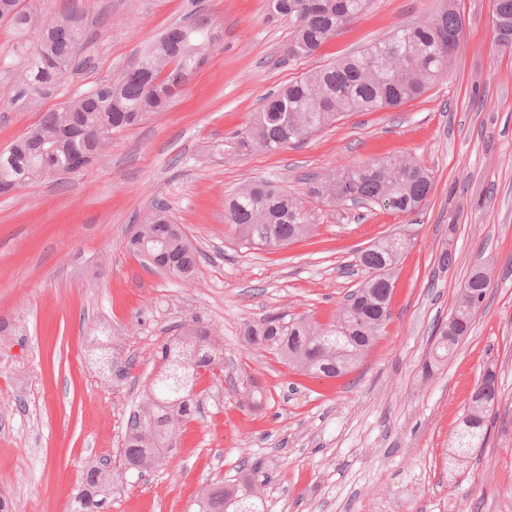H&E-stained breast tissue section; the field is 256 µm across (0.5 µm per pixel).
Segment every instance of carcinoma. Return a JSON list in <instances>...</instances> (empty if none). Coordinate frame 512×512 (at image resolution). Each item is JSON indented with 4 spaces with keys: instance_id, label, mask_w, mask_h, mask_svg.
<instances>
[{
    "instance_id": "cac0c4a2",
    "label": "carcinoma",
    "mask_w": 512,
    "mask_h": 512,
    "mask_svg": "<svg viewBox=\"0 0 512 512\" xmlns=\"http://www.w3.org/2000/svg\"><path fill=\"white\" fill-rule=\"evenodd\" d=\"M269 15L293 22L288 55L316 54L338 30L371 7L374 0H267ZM496 45L512 51V0H494ZM17 34H33L23 43L11 75L17 96L32 99L49 94L85 48L82 17H58L32 11L22 0H0V24ZM462 39L454 8L443 6L410 26H400L357 54L312 69L280 87L264 101L246 129L237 136L238 150L274 153L300 143L332 125L347 112L397 108L415 100L447 75ZM217 34L201 12L190 22L168 28L133 66L94 89L70 98L43 114L39 123L0 153V194L81 169L87 157L102 160L112 134L136 126L166 111L178 96L186 75L212 54ZM376 58L370 66L368 59ZM433 188L429 172L413 159L397 156L363 162L340 173L309 179L307 195L327 204L356 202L401 214L417 211ZM225 221L243 240L281 247L309 237L320 215L306 202L270 181L247 183L224 203ZM129 248L150 265L183 283L195 278L199 252L174 223L168 207L155 202L144 212L129 239ZM406 248L397 237L381 239L361 251L367 278L340 306L336 317L321 324L306 315L278 312L244 331L246 340L280 357L288 366L314 378H336L351 371L383 336L389 323L394 290L393 269ZM490 289V278L476 268L460 288L448 321L437 327L428 372L448 360L468 335L476 311ZM224 350L223 332L190 313L179 332L161 351L163 368L139 396L124 436V467L107 469L102 461L89 464L86 483L72 512H97L100 498L135 470L143 476L158 470L175 434L197 408L194 394L198 370L209 369L214 354ZM498 401L497 376L487 367L472 392L467 414L448 445V469L470 464L483 447L488 418ZM265 482L224 487L216 482L197 498L198 512H264Z\"/></svg>"
}]
</instances>
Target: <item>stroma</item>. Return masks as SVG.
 Segmentation results:
<instances>
[{"label": "stroma", "instance_id": "1", "mask_svg": "<svg viewBox=\"0 0 512 512\" xmlns=\"http://www.w3.org/2000/svg\"><path fill=\"white\" fill-rule=\"evenodd\" d=\"M77 13L88 46L55 92L16 101L19 40L0 25V152L72 94L130 67L170 25L199 11L221 41L164 112L112 137L109 156L50 183L0 194V497L13 512H70L90 461L120 464L129 414L159 373L157 352L197 313L224 332V359L201 373L200 408L153 475L129 472L100 512H195L208 485L268 479L265 512H512V55L493 42L492 0H455L463 39L447 76L397 109L352 112L269 154L234 141L264 98L309 69L364 49L438 9L375 0L316 56L287 53V20L265 0H25ZM223 152H215V143ZM389 156L416 159L434 188L413 214L319 208L313 235L284 247L242 242L224 202L267 179L299 195L313 175ZM164 202L201 255L192 285L127 248L140 212ZM397 236L391 320L357 367L312 379L244 340L277 311L329 322L361 281L357 257ZM455 255L438 269L442 249ZM491 288L472 329L432 379V333L475 268ZM130 366L105 380L92 337ZM500 399L484 447L448 470V442L484 367Z\"/></svg>", "mask_w": 512, "mask_h": 512}]
</instances>
